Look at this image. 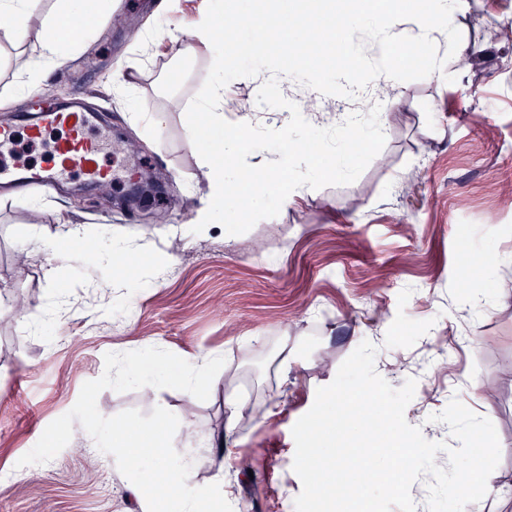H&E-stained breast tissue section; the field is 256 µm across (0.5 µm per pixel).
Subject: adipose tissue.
<instances>
[{
	"instance_id": "obj_1",
	"label": "adipose tissue",
	"mask_w": 512,
	"mask_h": 512,
	"mask_svg": "<svg viewBox=\"0 0 512 512\" xmlns=\"http://www.w3.org/2000/svg\"><path fill=\"white\" fill-rule=\"evenodd\" d=\"M464 7L465 0H410L403 11L388 18L374 11L348 14L343 20L342 28L360 27L376 33L380 46L379 77L396 86L401 84L403 77L402 69L392 63L391 52L397 47L404 49L408 61H420L421 73L434 76L444 72L446 57L460 50L453 19ZM76 19L91 25L97 23L98 16L84 8L81 0H75L72 8L53 16L49 22V33L30 56L25 70V87L39 86L52 69L62 65L65 49L74 43L71 24ZM300 30L317 36L320 42L336 46L343 59L345 80L348 86H355L357 73L361 68L358 50L342 42V29L325 27L315 17L300 20L284 15L276 24H263L261 33L255 34L253 44L241 46L240 51L248 54L252 52L254 44H268L272 32L293 36ZM440 39L445 42L443 55H430L429 45ZM442 423L454 436L448 446V455L459 462L458 468L449 477L443 494L448 498L452 512H474L476 497L461 492L462 487L472 483L476 476V470L470 463L471 442L474 435H483L488 440L492 434L482 423L469 417L458 406L449 409Z\"/></svg>"
}]
</instances>
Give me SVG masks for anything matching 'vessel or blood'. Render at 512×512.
I'll return each instance as SVG.
<instances>
[{"label": "vessel or blood", "mask_w": 512, "mask_h": 512, "mask_svg": "<svg viewBox=\"0 0 512 512\" xmlns=\"http://www.w3.org/2000/svg\"><path fill=\"white\" fill-rule=\"evenodd\" d=\"M98 121L97 113L80 107L47 109L38 122L26 125L22 133L32 142L43 141L52 130L62 131L63 136L54 142L45 165L24 172L14 160L19 132L1 127L0 184L34 191L57 186L72 174L82 175L89 183L111 180L112 169L102 163L101 146L90 136Z\"/></svg>", "instance_id": "vessel-or-blood-1"}]
</instances>
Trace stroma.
I'll return each instance as SVG.
<instances>
[{
  "mask_svg": "<svg viewBox=\"0 0 512 512\" xmlns=\"http://www.w3.org/2000/svg\"><path fill=\"white\" fill-rule=\"evenodd\" d=\"M207 4L112 0L84 49L38 90L23 88L21 75L58 0H42L20 44L6 33L11 19L0 17V126H18L38 93L70 101L82 91L81 106L109 134L103 157L116 175L20 198L0 191V512H147L81 425L51 461L17 465L82 385L102 375L106 353L146 347L188 361L224 357L209 399L106 389L101 414L147 416L157 406L187 414L191 426L178 428L173 445L193 463L188 486L220 477L233 512H295L302 485L292 428L370 337L391 386L418 380L405 415L426 439L447 441L426 424L451 403L487 416L495 444L482 472L494 491L479 510L512 512V261L487 270L465 260L488 245L512 254V41L490 38L512 19V0H467L458 14L476 67L454 58L444 79L409 70L403 86L387 87L385 145L355 182L309 190L232 237L218 224L191 231L213 190L185 115L213 48L197 42L181 55L157 37L196 27ZM153 112L165 116L161 130L149 125ZM81 185L86 193L74 198ZM67 225L92 245L126 242L128 287L101 290L98 263L55 261L26 243ZM476 282L505 301L456 306V293ZM284 356L285 373L276 369ZM475 379L497 383L499 400L470 394ZM228 396L238 422L220 473L203 463L197 439L223 428Z\"/></svg>",
  "mask_w": 512,
  "mask_h": 512,
  "instance_id": "1",
  "label": "stroma"
}]
</instances>
